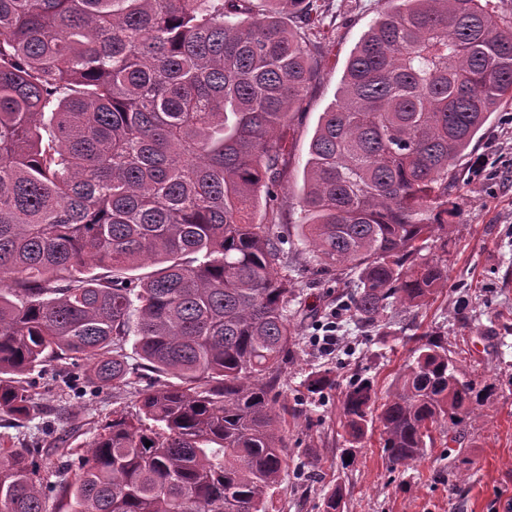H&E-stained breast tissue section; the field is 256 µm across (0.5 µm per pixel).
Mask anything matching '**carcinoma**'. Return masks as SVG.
I'll return each mask as SVG.
<instances>
[{
  "label": "carcinoma",
  "mask_w": 512,
  "mask_h": 512,
  "mask_svg": "<svg viewBox=\"0 0 512 512\" xmlns=\"http://www.w3.org/2000/svg\"><path fill=\"white\" fill-rule=\"evenodd\" d=\"M388 2L310 142L300 263L254 213L277 201L280 131L316 70L281 14L313 25L317 0H0V415L41 420L28 442L0 436V512H279L292 273L336 272L368 327L425 305L448 286L454 162L512 100L492 0ZM130 340L169 381L80 420L71 393L138 383ZM412 340L384 400L368 378L346 389L343 467L375 423L406 469L480 405L448 337ZM48 367L65 377L52 420L32 378ZM55 420L70 429L47 444ZM321 465L308 449L300 473ZM343 508L337 484L322 512Z\"/></svg>",
  "instance_id": "obj_1"
}]
</instances>
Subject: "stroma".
<instances>
[{
  "label": "stroma",
  "instance_id": "obj_1",
  "mask_svg": "<svg viewBox=\"0 0 512 512\" xmlns=\"http://www.w3.org/2000/svg\"><path fill=\"white\" fill-rule=\"evenodd\" d=\"M323 22L311 41L318 67L284 132V177L275 209L258 217L273 232L298 235L299 205L309 144L322 112L331 105L346 62L386 0H320ZM460 177L450 200L448 286L421 308L399 313L377 330L342 316L335 351L319 352L312 338L336 308L342 284L333 274L304 277L289 304L300 345L282 369L279 404L287 418L288 466L276 490L280 512H322L332 484L345 492L344 512H512V102L492 114L469 149L455 162ZM438 331L477 384L496 382L474 416L451 435L436 436L413 467L391 471L379 434L366 437L356 462L342 468L348 436L341 404L359 377L375 382L380 395L392 389L409 355L407 337ZM337 374V386L311 394L302 385L311 372ZM324 458V477L307 480L296 465L305 449Z\"/></svg>",
  "mask_w": 512,
  "mask_h": 512
}]
</instances>
